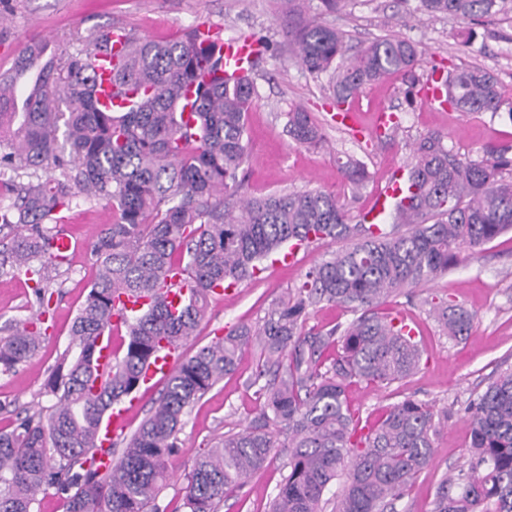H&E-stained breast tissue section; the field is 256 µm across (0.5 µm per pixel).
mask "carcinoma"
Here are the masks:
<instances>
[{"mask_svg":"<svg viewBox=\"0 0 512 512\" xmlns=\"http://www.w3.org/2000/svg\"><path fill=\"white\" fill-rule=\"evenodd\" d=\"M419 10L480 22L512 0H419ZM196 31L180 40L132 37L126 60L112 67L117 106L94 97L97 57L110 52L105 31L72 35L56 51L28 42L0 75V274L34 282L37 310L3 327L0 374L39 351L49 330L52 285L64 262L52 250L57 226L74 201L105 203L115 219L90 245L97 265L71 341L47 385L56 402L45 412L16 413L0 431V512H35L37 495L63 498L66 512H165L158 504L167 459L177 448L187 409L234 371L250 342L260 351L252 384L263 399L252 424L197 458L187 474L184 512H218L224 496L271 458L288 457V474L269 512H396L415 476L431 460L440 422L430 404L406 399L373 425H360L348 389L388 386L414 375L423 351L406 324L374 309L456 266L461 255L512 229V145L474 160L438 133L409 144L413 162L388 224H350L336 195L308 189L241 194L246 116L254 81H224V57L196 47ZM290 51L302 68L328 76L336 110L366 87L421 64L416 43L377 38L350 55L343 33L318 22L291 31ZM210 75L194 83L198 73ZM446 101L462 112L498 114L501 93L489 70L456 67ZM293 143L317 146L324 136L309 113H287ZM345 177L358 186L364 164L349 159ZM331 239L346 246L326 255L290 293L268 308L257 330L240 327L182 360L138 428L94 458L96 436L112 407L136 393L162 342H187L214 289L240 283L287 245ZM179 267L189 294L173 314L164 276ZM122 294L152 303L121 324L128 341L112 369L99 371V339L112 336ZM336 303L356 318L328 330L306 327L309 309ZM430 313L448 336L468 335L473 314L431 300ZM474 463L445 478L432 512H512V370L470 405ZM341 487L330 499L335 481Z\"/></svg>","mask_w":512,"mask_h":512,"instance_id":"1","label":"carcinoma"}]
</instances>
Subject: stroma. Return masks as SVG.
I'll return each instance as SVG.
<instances>
[{
	"mask_svg": "<svg viewBox=\"0 0 512 512\" xmlns=\"http://www.w3.org/2000/svg\"><path fill=\"white\" fill-rule=\"evenodd\" d=\"M418 0H346L341 12H328L321 0H9L0 21V71L8 70L20 48L39 39H65L99 27L122 26L138 37L176 39L193 26L208 22L225 35L263 41L254 83L258 98L247 114V160L243 192L265 196L284 191L322 189L335 192L351 223L375 209L411 161L409 141L432 132L445 135L449 147L480 160L503 145H512V13L476 24L477 38L463 47L457 38L462 20L429 16L417 11ZM318 20L343 32L352 48L375 38L402 35L424 52L416 70L428 83L435 69L480 66L491 71L502 87L498 115L459 112L419 99L408 103L400 76L372 85L352 106L356 126L333 120L335 100L326 82L314 78L288 51L286 34L297 23ZM301 107L322 129L320 147L293 144L286 133V114ZM390 111L399 129L385 135L377 130L378 112ZM361 159L367 178L352 187L341 165L347 157ZM114 213L110 207L76 202L67 213L65 229L81 247L64 265L51 308L52 327L36 356L10 374L0 375V429H8L17 411L45 410L56 397L47 386L51 368L69 342L72 320L85 301L95 268L89 245ZM338 241L302 248L294 261L267 264L265 271L238 284L235 292L211 297L195 336L183 347L195 352L238 326L257 327L268 307L287 297L306 272L326 254L341 249ZM33 284L25 276L0 275V327L28 318L36 309ZM451 300L474 315L463 340L440 333L428 314L426 301ZM382 316L405 319L424 350L419 371L385 388L362 384L350 391L353 409L377 418L405 398L430 403L448 419L434 438L429 465L397 502L396 512H432L444 477L469 466L471 439L468 405L503 371L512 368V232L479 249L466 252L447 273L380 304ZM259 352L243 349L235 373L225 376L188 410L178 433V449L168 462L166 486L159 496L170 512H180L186 476L195 459L212 448L224 433L243 431L256 416L260 400L252 386ZM283 457H274L246 484L230 492L220 512H267L286 470Z\"/></svg>",
	"mask_w": 512,
	"mask_h": 512,
	"instance_id": "stroma-1",
	"label": "stroma"
}]
</instances>
